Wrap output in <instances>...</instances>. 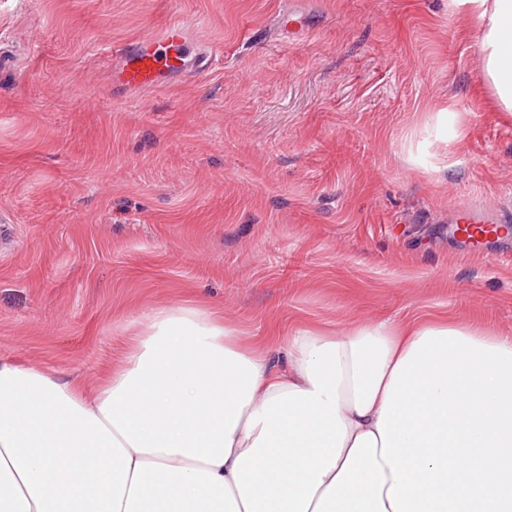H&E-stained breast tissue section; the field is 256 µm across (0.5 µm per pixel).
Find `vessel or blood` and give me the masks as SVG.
I'll list each match as a JSON object with an SVG mask.
<instances>
[{
	"label": "vessel or blood",
	"mask_w": 512,
	"mask_h": 512,
	"mask_svg": "<svg viewBox=\"0 0 512 512\" xmlns=\"http://www.w3.org/2000/svg\"><path fill=\"white\" fill-rule=\"evenodd\" d=\"M120 84L130 90L156 87L164 78L192 70H204L205 53L195 51L186 28L170 24L153 37H144L114 49ZM448 229L454 239L470 249L487 252L489 245L512 234V212L477 206H458L448 214Z\"/></svg>",
	"instance_id": "1"
}]
</instances>
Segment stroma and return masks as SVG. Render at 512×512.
Listing matches in <instances>:
<instances>
[{"label": "stroma", "mask_w": 512, "mask_h": 512, "mask_svg": "<svg viewBox=\"0 0 512 512\" xmlns=\"http://www.w3.org/2000/svg\"><path fill=\"white\" fill-rule=\"evenodd\" d=\"M0 0V357L94 388L144 312L203 302L246 342L432 316L512 335V265L448 211L512 208V117L451 0ZM187 26L202 71L112 85Z\"/></svg>", "instance_id": "stroma-1"}]
</instances>
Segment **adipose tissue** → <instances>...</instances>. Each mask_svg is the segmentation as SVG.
Here are the masks:
<instances>
[{
	"label": "adipose tissue",
	"instance_id": "obj_1",
	"mask_svg": "<svg viewBox=\"0 0 512 512\" xmlns=\"http://www.w3.org/2000/svg\"><path fill=\"white\" fill-rule=\"evenodd\" d=\"M459 4L511 113L512 0ZM0 512H512V336L373 318L271 351L188 303L91 391L0 358Z\"/></svg>",
	"mask_w": 512,
	"mask_h": 512
}]
</instances>
